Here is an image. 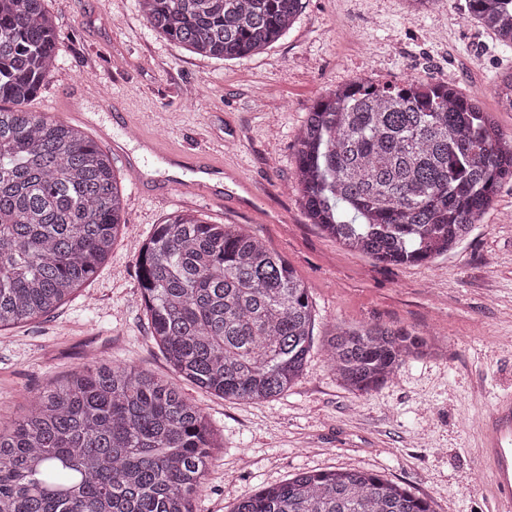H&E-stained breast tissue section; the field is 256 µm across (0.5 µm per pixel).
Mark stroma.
I'll return each mask as SVG.
<instances>
[{"label":"stroma","instance_id":"obj_1","mask_svg":"<svg viewBox=\"0 0 512 512\" xmlns=\"http://www.w3.org/2000/svg\"><path fill=\"white\" fill-rule=\"evenodd\" d=\"M61 39L58 67L27 108L66 119L78 85L97 122L90 138L112 136L125 152L112 164L124 187L126 225L89 282L41 319L0 329V422L21 416L30 396L91 360L128 363L157 377L175 374L151 336L136 258L155 225L177 211L237 224L284 256L305 282L315 337L337 323L408 325L437 340L397 379L359 397L312 351L280 398L225 400L189 382L185 398L221 434L193 512H230L238 496L303 470L360 468L432 502L436 512H489L491 474L482 468L483 424L512 396V183L503 186L467 238L448 255L390 266L341 248L312 224L293 188L297 136L319 98L361 79L402 84L445 81L481 97L512 135V112L486 88L512 53L496 48L467 10L442 0L428 14L405 0H303L293 26L258 54L219 59L152 33L138 0H48ZM156 135L170 150L237 168L256 193L225 180L222 194L171 189L163 161L137 188L125 155H138L121 125Z\"/></svg>","mask_w":512,"mask_h":512}]
</instances>
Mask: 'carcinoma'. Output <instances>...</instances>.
I'll return each mask as SVG.
<instances>
[{
    "instance_id": "cac0c4a2",
    "label": "carcinoma",
    "mask_w": 512,
    "mask_h": 512,
    "mask_svg": "<svg viewBox=\"0 0 512 512\" xmlns=\"http://www.w3.org/2000/svg\"><path fill=\"white\" fill-rule=\"evenodd\" d=\"M150 29L233 59L288 31L302 0H139ZM512 50V0H467ZM46 0H0V328L39 318L111 254L123 191L111 157L76 125L27 104L57 68ZM512 179V137L476 97L446 82L356 80L318 99L295 154L312 223L345 250L394 266L452 250ZM136 265L151 336L173 371L224 399L287 392L313 349L308 288L288 261L236 224L177 213ZM434 348L386 323L337 324L323 361L359 396ZM216 447L178 386L130 364L91 361L35 392L0 431V512H192ZM230 512H435L368 471H302L237 499Z\"/></svg>"
}]
</instances>
